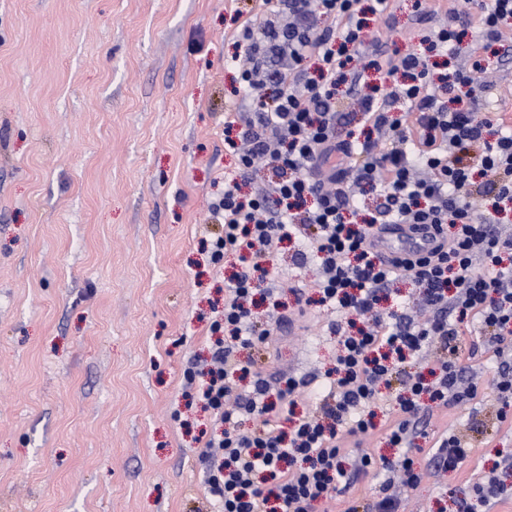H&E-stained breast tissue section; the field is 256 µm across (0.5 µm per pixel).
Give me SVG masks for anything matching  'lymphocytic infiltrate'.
<instances>
[{"instance_id":"1","label":"lymphocytic infiltrate","mask_w":512,"mask_h":512,"mask_svg":"<svg viewBox=\"0 0 512 512\" xmlns=\"http://www.w3.org/2000/svg\"><path fill=\"white\" fill-rule=\"evenodd\" d=\"M258 18L245 19V51L237 64L241 99L224 122V149L238 161L224 179L212 212L221 226L210 241L214 266L235 254L236 272L224 312L209 325V361L190 363L191 396L223 426L199 454L212 497L224 512H313L339 494L346 476L384 472L378 498L346 512H402L401 491L415 486L413 445L425 436L424 408H454L477 400L480 383L458 344L479 329L498 366L494 374L498 424L512 421V233L502 216L512 210V126L501 115L480 120L471 103L484 68L471 57L448 73L432 72L428 56L386 51L370 61L393 82L381 94L337 98L347 67L365 54L368 35L360 0H263ZM512 0H465L450 7L436 48L476 27L483 46L512 43ZM318 62L317 76L304 63ZM465 96H458V89ZM362 113L365 137L341 138L345 109ZM495 139H488V128ZM474 164H466L465 155ZM287 169L286 179L242 193L257 161ZM379 189L386 223L432 227L439 239L425 255L383 260L372 249L373 224H349L357 188ZM308 242L317 261L319 303L337 309L334 377L316 412L283 431L269 396L296 397L299 380L271 390L261 370L237 351L266 344L255 332L249 300L256 276H268L272 247L289 237ZM397 280L411 283L412 308L384 313L379 302ZM407 374L399 410L384 428L396 458L344 447L343 435H369L380 388L399 365ZM252 375L251 391L236 375ZM258 428L243 429L248 419ZM465 432L441 435L430 467L457 470L470 457Z\"/></svg>"}]
</instances>
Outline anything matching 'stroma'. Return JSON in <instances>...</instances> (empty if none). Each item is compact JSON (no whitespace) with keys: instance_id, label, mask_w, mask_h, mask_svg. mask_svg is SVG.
Instances as JSON below:
<instances>
[{"instance_id":"35a3bbf8","label":"stroma","mask_w":512,"mask_h":512,"mask_svg":"<svg viewBox=\"0 0 512 512\" xmlns=\"http://www.w3.org/2000/svg\"><path fill=\"white\" fill-rule=\"evenodd\" d=\"M261 0H0V512H218L199 439L220 426L188 405L184 370L210 357L224 308L227 255L215 272L209 205L237 160L224 150L225 102L240 82L235 13ZM370 39L426 50L415 0L368 17ZM487 68L477 118L512 114V49L456 43ZM316 265L279 243L253 309L268 330L266 375L300 380L296 416L317 403L334 365L333 310L317 302ZM277 292L284 323L268 317ZM469 408L434 411V438ZM473 452L454 472L424 475L405 512H457L499 457L512 427L477 415ZM383 480L351 478L315 512L373 501Z\"/></svg>"}]
</instances>
